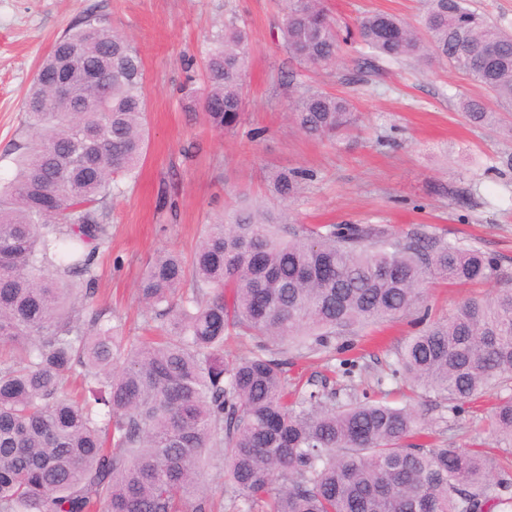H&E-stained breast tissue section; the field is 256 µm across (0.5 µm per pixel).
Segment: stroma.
Segmentation results:
<instances>
[{
    "label": "stroma",
    "mask_w": 512,
    "mask_h": 512,
    "mask_svg": "<svg viewBox=\"0 0 512 512\" xmlns=\"http://www.w3.org/2000/svg\"><path fill=\"white\" fill-rule=\"evenodd\" d=\"M288 0H0V181L14 173V145L29 133L25 95L55 41L85 15H106L110 30L129 36L143 63L148 147L137 181L111 201L108 247L96 259L93 308L105 310L130 336L146 324L137 284L156 252L190 255L204 226L240 193L272 205L268 176L306 169L313 178L287 209L294 224H378L473 244L512 277V133L476 126L458 108L463 97L483 95L467 75L438 62L383 64L364 72L365 52L350 40L334 66L305 69L289 58L280 27ZM340 26H355L385 11L416 20L419 0H326ZM236 20L251 35L252 64L241 118L233 132L211 128L190 112L182 88L204 86L202 60L225 22ZM297 82L349 97L360 114L350 135L328 141L305 136L290 107ZM495 283L479 286L433 282L426 296L436 315L463 301L491 297ZM411 330L406 321L339 337L356 358L343 377L341 352H292L288 374L300 388L322 378L337 385L381 388L395 405H410L423 419L420 441L449 439L512 458L486 416L497 394L478 399L469 413L452 418L448 402L432 393H408L387 379L388 365ZM384 384H377V377Z\"/></svg>",
    "instance_id": "1"
}]
</instances>
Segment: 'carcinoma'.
I'll list each match as a JSON object with an SVG mask.
<instances>
[{"instance_id":"cac0c4a2","label":"carcinoma","mask_w":512,"mask_h":512,"mask_svg":"<svg viewBox=\"0 0 512 512\" xmlns=\"http://www.w3.org/2000/svg\"><path fill=\"white\" fill-rule=\"evenodd\" d=\"M89 14L41 63L15 145V176L0 186V512H218L199 482L209 448L224 449L235 512H493L512 491L504 462L477 448L415 442L420 416L348 388L291 389L290 344L329 353L338 336L411 319L418 330L387 377L448 400L457 417L489 389L492 421L512 446V283L430 318L423 285L499 279L475 245L378 224L296 227L284 211L241 197L207 225L191 259L163 250L138 299L158 335L126 336L93 298L94 261L108 243L107 201L134 180L147 146L142 61L131 41ZM291 59L336 64L343 38L322 0H288L281 28ZM365 63L432 56L461 71L501 107L465 98L462 112L498 124L512 111V34L466 0H423L420 27L387 12L358 21ZM79 63L88 112L55 102L46 77ZM250 66L246 27L230 21L206 54V122L240 120ZM291 119L306 136L353 129L352 101L298 90ZM307 174H271L286 203ZM253 341L224 355V337Z\"/></svg>"}]
</instances>
